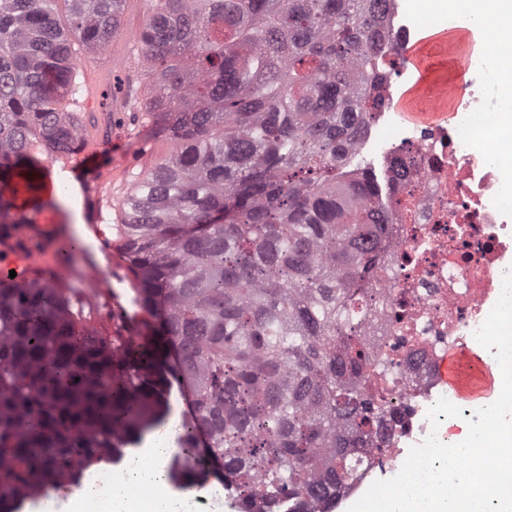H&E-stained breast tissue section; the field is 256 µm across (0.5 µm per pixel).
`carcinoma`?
<instances>
[{
	"label": "carcinoma",
	"mask_w": 512,
	"mask_h": 512,
	"mask_svg": "<svg viewBox=\"0 0 512 512\" xmlns=\"http://www.w3.org/2000/svg\"><path fill=\"white\" fill-rule=\"evenodd\" d=\"M148 136L180 150L119 225L152 329L135 364L44 277L0 280V512L77 485L165 426L170 374L194 398L173 474L218 469L251 501L301 505L357 477L380 407L358 336L391 215L353 144L397 71L387 0H145ZM121 0H0V225L12 182L82 148L76 47L104 52Z\"/></svg>",
	"instance_id": "1"
}]
</instances>
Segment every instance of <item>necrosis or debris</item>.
I'll list each match as a JSON object with an SVG mask.
<instances>
[{
    "label": "necrosis or debris",
    "instance_id": "obj_1",
    "mask_svg": "<svg viewBox=\"0 0 512 512\" xmlns=\"http://www.w3.org/2000/svg\"><path fill=\"white\" fill-rule=\"evenodd\" d=\"M382 97L355 147L381 157L392 213L378 277L365 287L387 318L399 320L370 321L360 330L374 354L362 386L382 400L379 418L355 443L363 476L328 491L309 512H338L374 481L395 476L410 448L429 435L448 445L461 433L474 408L442 384L440 364L450 346L475 345L512 269V126L491 129V146L478 147L464 120L484 108L480 82L454 102L450 116L413 125L400 120L392 84ZM442 398L462 414L435 429L428 411ZM162 470L164 488L179 493L184 512H240L232 485H185L167 459Z\"/></svg>",
    "mask_w": 512,
    "mask_h": 512
}]
</instances>
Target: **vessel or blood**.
Returning a JSON list of instances; mask_svg holds the SVG:
<instances>
[{
  "instance_id": "1",
  "label": "vessel or blood",
  "mask_w": 512,
  "mask_h": 512,
  "mask_svg": "<svg viewBox=\"0 0 512 512\" xmlns=\"http://www.w3.org/2000/svg\"><path fill=\"white\" fill-rule=\"evenodd\" d=\"M454 29L438 35H422L405 51L406 66L413 84L402 92L398 107L412 119L427 120L437 116L438 105L448 101V78L434 62L430 51L450 46L454 69H468L471 56L466 49L453 46ZM85 101L93 103L111 98L113 111L126 104L123 90L111 74L84 70ZM99 142L86 143L78 159L56 158L46 166L41 199L53 196L57 186H69L84 210V224L74 230L83 247L80 267L63 263L59 258L66 238L54 224H4L0 226V273L13 274L14 284L23 285L36 275L54 278L72 290L75 301L99 308L114 328L112 353L122 357L128 347L149 343L137 296L123 289L127 267L112 260L111 203L102 199L101 185L110 172L101 164ZM443 379L458 397L475 401L498 391L499 384L491 367L472 349L449 350L443 366Z\"/></svg>"
}]
</instances>
